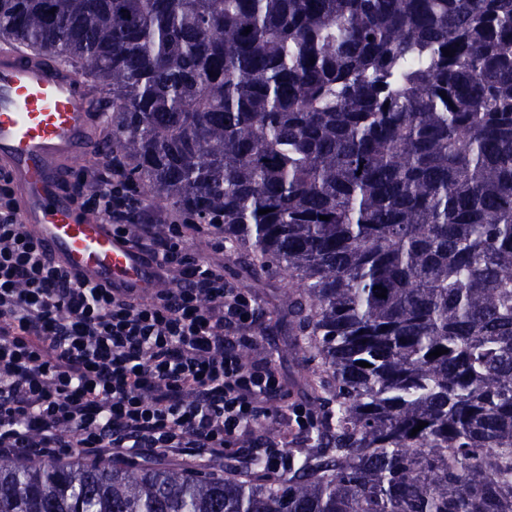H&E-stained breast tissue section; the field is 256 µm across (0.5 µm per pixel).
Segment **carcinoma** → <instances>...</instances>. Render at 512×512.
<instances>
[{
  "mask_svg": "<svg viewBox=\"0 0 512 512\" xmlns=\"http://www.w3.org/2000/svg\"><path fill=\"white\" fill-rule=\"evenodd\" d=\"M0 43L85 79L139 194L288 275L310 414L275 476L0 459V512H512V0H0Z\"/></svg>",
  "mask_w": 512,
  "mask_h": 512,
  "instance_id": "obj_1",
  "label": "carcinoma"
}]
</instances>
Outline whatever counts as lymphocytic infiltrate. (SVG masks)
Instances as JSON below:
<instances>
[{"label":"lymphocytic infiltrate","mask_w":512,"mask_h":512,"mask_svg":"<svg viewBox=\"0 0 512 512\" xmlns=\"http://www.w3.org/2000/svg\"><path fill=\"white\" fill-rule=\"evenodd\" d=\"M76 193L156 263L157 284L105 288L54 263L0 174V457L276 461L272 439L239 445L282 391L271 362L237 353L258 305L187 245L223 251L222 225L155 223L117 161Z\"/></svg>","instance_id":"obj_1"}]
</instances>
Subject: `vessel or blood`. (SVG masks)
Masks as SVG:
<instances>
[{
  "mask_svg": "<svg viewBox=\"0 0 512 512\" xmlns=\"http://www.w3.org/2000/svg\"><path fill=\"white\" fill-rule=\"evenodd\" d=\"M97 116L82 78L49 55L0 45V168L44 251L93 285L154 280L155 265L78 206L65 188L76 160L99 158Z\"/></svg>",
  "mask_w": 512,
  "mask_h": 512,
  "instance_id": "obj_1",
  "label": "vessel or blood"
}]
</instances>
